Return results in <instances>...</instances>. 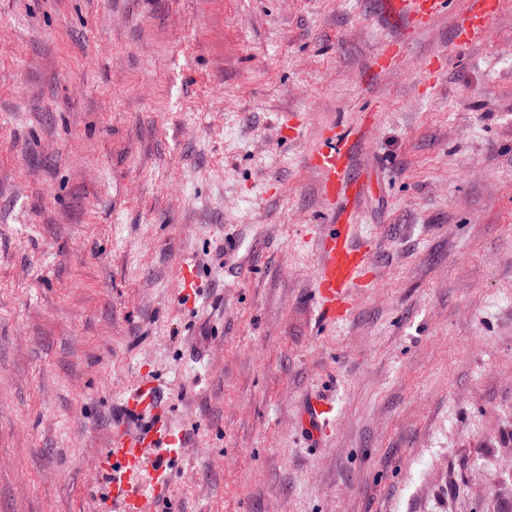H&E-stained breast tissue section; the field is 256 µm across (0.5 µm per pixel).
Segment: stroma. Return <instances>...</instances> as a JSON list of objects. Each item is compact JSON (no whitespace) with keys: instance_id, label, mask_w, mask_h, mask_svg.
I'll list each match as a JSON object with an SVG mask.
<instances>
[{"instance_id":"stroma-1","label":"stroma","mask_w":512,"mask_h":512,"mask_svg":"<svg viewBox=\"0 0 512 512\" xmlns=\"http://www.w3.org/2000/svg\"><path fill=\"white\" fill-rule=\"evenodd\" d=\"M381 2L0 0V512H109L147 375L185 441L157 512H512V0L378 75ZM356 125L370 267L324 324L307 158ZM333 410L332 402L312 395L303 405L302 418L312 431L318 433L328 425Z\"/></svg>"}]
</instances>
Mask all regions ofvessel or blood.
Masks as SVG:
<instances>
[{
    "mask_svg": "<svg viewBox=\"0 0 512 512\" xmlns=\"http://www.w3.org/2000/svg\"><path fill=\"white\" fill-rule=\"evenodd\" d=\"M502 0H466L457 35L461 43L480 38ZM447 6V0H383L391 17L408 20L411 30L428 27ZM355 133L325 130L308 164L322 175L321 195L336 210V222L320 236L321 264L314 300L320 318L336 322L348 307V295L364 276L369 253L355 235V222L365 184L355 175ZM334 410L332 402L309 397L302 418L312 431L325 428ZM124 427L111 434L98 456V468L106 479L107 497L114 512H155L160 499L172 489L175 464L183 456L182 438L159 407L152 380H141L123 406Z\"/></svg>",
    "mask_w": 512,
    "mask_h": 512,
    "instance_id": "obj_1",
    "label": "vessel or blood"
}]
</instances>
